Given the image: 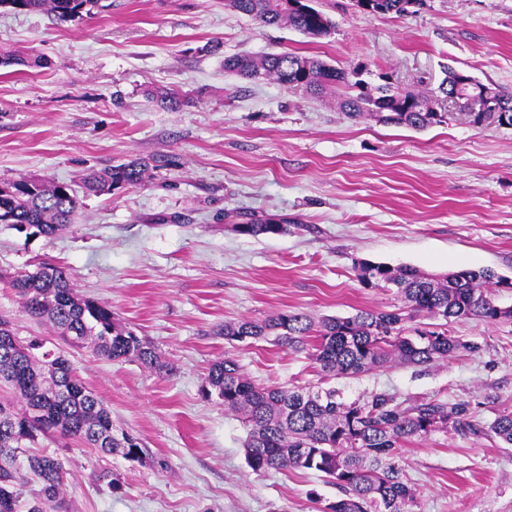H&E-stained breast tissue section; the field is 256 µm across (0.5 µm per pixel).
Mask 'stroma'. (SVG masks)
Returning <instances> with one entry per match:
<instances>
[{
	"label": "stroma",
	"instance_id": "1",
	"mask_svg": "<svg viewBox=\"0 0 512 512\" xmlns=\"http://www.w3.org/2000/svg\"><path fill=\"white\" fill-rule=\"evenodd\" d=\"M100 3L67 22L0 7V182L75 183L92 167L161 164L138 186L86 198L55 239L0 224V315L21 337L48 336L3 282L47 256L170 369L71 350L114 428L143 453L132 461L46 439L36 448L67 460L69 512H321L338 489L312 472L254 473L241 423L203 391L226 355L256 383L315 389L312 360L264 341L230 345L215 330L284 310L397 309L392 290L359 278L364 260L429 274L485 269L512 282V126H473L439 91L448 65L512 89V0H426L404 16L312 0L335 24L319 39L262 26L224 0ZM269 52L357 70L372 85L390 77L448 118L423 130L351 120L338 91L317 97L224 70L225 57ZM157 89L178 90L180 107H160ZM240 211L287 220L288 231L241 234ZM448 331L478 351L332 385L348 401L384 391L407 405L468 402L472 429L406 446L417 512H512V446L488 429L512 410V320Z\"/></svg>",
	"mask_w": 512,
	"mask_h": 512
}]
</instances>
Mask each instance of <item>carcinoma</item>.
<instances>
[{
  "instance_id": "obj_1",
  "label": "carcinoma",
  "mask_w": 512,
  "mask_h": 512,
  "mask_svg": "<svg viewBox=\"0 0 512 512\" xmlns=\"http://www.w3.org/2000/svg\"><path fill=\"white\" fill-rule=\"evenodd\" d=\"M425 0H356L368 14H405ZM98 0H0V7L47 12L69 21L91 10ZM234 11L263 26L286 24L310 38L328 35L333 23L321 11L298 0H226ZM224 70L250 80L274 79L286 88L321 91L330 86H355L359 92L340 99L350 118L369 117L383 124L424 129L443 122L444 114L416 95L404 93L390 81L366 88L351 82L349 73L315 57L292 52L267 53L259 58H224ZM469 122L482 126L485 98L481 84L469 93ZM497 123L512 126V90L499 87ZM151 166L134 159L83 174L79 188L39 177L0 182V224L13 229L27 225L32 235L53 239L75 222L82 198L105 195L139 185ZM245 235H277L287 225L246 218L235 225ZM360 279L371 286L393 288L403 302L395 311L360 310L348 317H324L285 311L264 320L226 322L216 335L227 342L270 341L305 351L323 378L351 377L388 364L434 367L459 350L480 349L448 334V323L477 319L486 323L512 318V305L501 300L500 284L485 270L433 275L415 267L358 263ZM7 284L20 297L26 313L48 322L70 348L89 347L107 360L137 362L146 369H168L158 350L121 325L106 303L84 296L66 269L45 257L33 269L11 276ZM432 323L412 325L416 318ZM0 382L21 403L15 408L0 399V512H19L21 487L27 475L39 489L27 501L26 512H67L64 488L69 472L55 452L25 453L37 434L50 433L104 454L137 458L142 449L127 433L116 434L112 414L101 398L77 375L64 350L47 346L41 336L18 337L12 321L0 316ZM208 393L224 402L247 430L244 443L248 466L269 470L315 471L341 492L322 512H414L416 490L401 465L404 445L432 432L475 429L469 404L422 400L408 407L378 392L347 402L336 388L276 387L254 383L238 361L228 355L211 364ZM489 429L512 445V411L503 410Z\"/></svg>"
}]
</instances>
